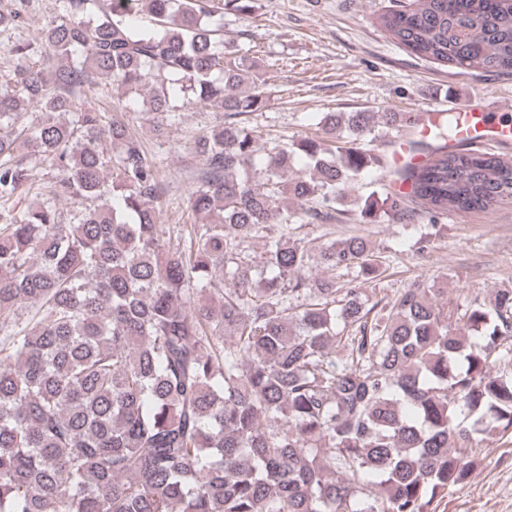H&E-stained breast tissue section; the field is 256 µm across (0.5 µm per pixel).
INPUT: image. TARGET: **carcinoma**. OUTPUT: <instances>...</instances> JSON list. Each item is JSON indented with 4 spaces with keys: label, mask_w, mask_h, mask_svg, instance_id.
Returning <instances> with one entry per match:
<instances>
[{
    "label": "carcinoma",
    "mask_w": 512,
    "mask_h": 512,
    "mask_svg": "<svg viewBox=\"0 0 512 512\" xmlns=\"http://www.w3.org/2000/svg\"><path fill=\"white\" fill-rule=\"evenodd\" d=\"M250 3L55 0L36 39L35 0L0 7L17 61L0 81V512H433L478 436L512 437V288L368 289L389 270L368 236L314 257L296 235L491 211L512 203V162L456 150L447 120L392 170L376 128L419 121L398 112H326L322 136L261 148L237 117L265 84L220 34ZM378 22L419 58L512 73V0H397ZM93 78L159 129L180 99L224 110L194 142L200 223H160L159 164L121 112L87 105ZM297 156L311 173L290 178ZM372 168L410 191L341 208Z\"/></svg>",
    "instance_id": "1"
}]
</instances>
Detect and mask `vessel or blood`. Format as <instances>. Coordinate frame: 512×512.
Wrapping results in <instances>:
<instances>
[{"label": "vessel or blood", "instance_id": "vessel-or-blood-1", "mask_svg": "<svg viewBox=\"0 0 512 512\" xmlns=\"http://www.w3.org/2000/svg\"><path fill=\"white\" fill-rule=\"evenodd\" d=\"M496 105L481 98L449 99L447 104L432 106L420 114L419 128L427 134L453 120L457 140L473 145L497 142L512 134V129L495 122Z\"/></svg>", "mask_w": 512, "mask_h": 512}]
</instances>
